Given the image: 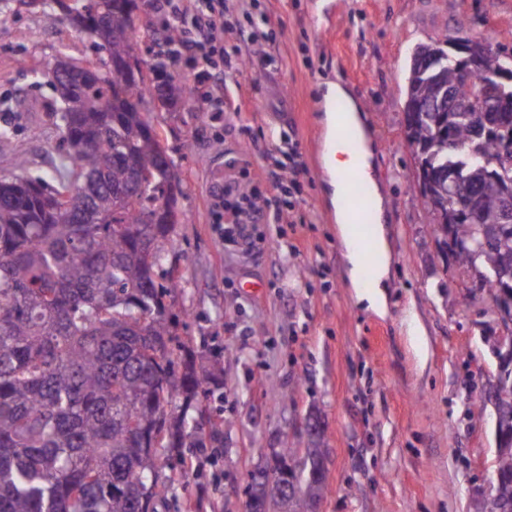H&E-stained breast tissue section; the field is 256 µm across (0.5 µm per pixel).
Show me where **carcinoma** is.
I'll return each mask as SVG.
<instances>
[{
    "instance_id": "cac0c4a2",
    "label": "carcinoma",
    "mask_w": 512,
    "mask_h": 512,
    "mask_svg": "<svg viewBox=\"0 0 512 512\" xmlns=\"http://www.w3.org/2000/svg\"><path fill=\"white\" fill-rule=\"evenodd\" d=\"M135 0H73L72 22L100 41L108 60L134 51ZM65 63L49 68L65 129L68 162L48 189L24 177H0V512H158L182 470L161 474L187 440L188 422L174 415L177 397H196L213 372L191 362L177 369L183 346L175 341L168 309L178 279L162 267L179 223L173 160L146 116L150 90L112 73L91 83ZM512 57L494 51L463 80L453 61L440 83L410 65L406 101L432 99L448 86L463 104H475L490 75ZM190 96L169 80L161 103ZM474 110L454 112L445 128L419 121L408 137L421 145L430 167L460 159L475 145ZM136 179L147 182L130 192ZM471 185L487 201L499 181L480 174ZM435 215L437 239L466 244L457 262L487 275L512 257V228L486 209L473 220L448 217V186L422 196ZM491 498L471 512H499L512 503V391L502 399ZM326 448L315 431L305 448L284 442L272 469L288 468L297 489L286 499L252 480L247 505L267 496L266 512H311L326 492Z\"/></svg>"
}]
</instances>
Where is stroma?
Returning a JSON list of instances; mask_svg holds the SVG:
<instances>
[{"mask_svg": "<svg viewBox=\"0 0 512 512\" xmlns=\"http://www.w3.org/2000/svg\"><path fill=\"white\" fill-rule=\"evenodd\" d=\"M140 58L194 84V57L167 60L160 16L136 0ZM57 16L47 25L46 14ZM0 176L53 181L67 146L45 72L59 60L101 64L96 37L55 0H0ZM224 17L259 32L267 57L235 55L240 112L206 111L197 97L156 106L150 118L176 164L183 215L165 253L180 286L175 333L198 367L214 372L200 400L203 447L169 460L198 465L166 499L167 512H243L252 473L268 451L318 415L328 448L321 512H469L494 480L495 417L481 376L495 374L500 331L491 288L441 254L419 201L405 133L404 89L418 44L464 37L512 56V0H224ZM362 105L370 176L383 197L389 248L384 303L358 300L348 277L333 189L320 147L328 84ZM251 187L258 172L292 165L299 191L285 199L264 181L261 206L283 211L256 224L251 243L218 237L211 195L229 165Z\"/></svg>", "mask_w": 512, "mask_h": 512, "instance_id": "stroma-1", "label": "stroma"}]
</instances>
